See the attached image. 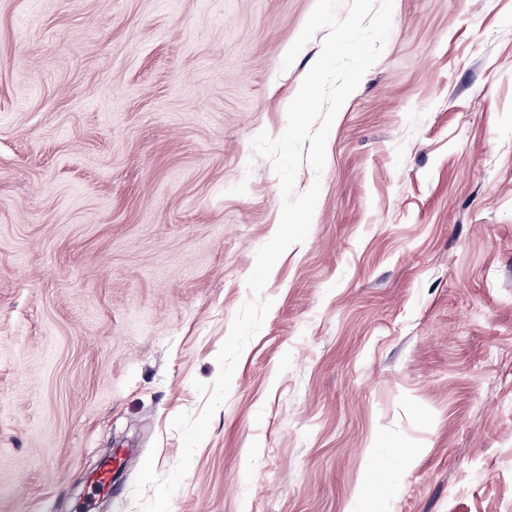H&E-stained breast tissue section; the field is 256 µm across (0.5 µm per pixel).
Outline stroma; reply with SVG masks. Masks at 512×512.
I'll list each match as a JSON object with an SVG mask.
<instances>
[{
	"mask_svg": "<svg viewBox=\"0 0 512 512\" xmlns=\"http://www.w3.org/2000/svg\"><path fill=\"white\" fill-rule=\"evenodd\" d=\"M316 0H0V512H141L282 210ZM170 512H512V0H394ZM386 472L384 483L373 469Z\"/></svg>",
	"mask_w": 512,
	"mask_h": 512,
	"instance_id": "obj_1",
	"label": "stroma"
}]
</instances>
